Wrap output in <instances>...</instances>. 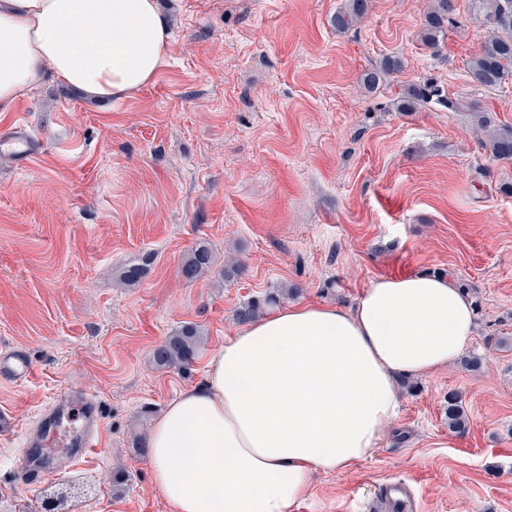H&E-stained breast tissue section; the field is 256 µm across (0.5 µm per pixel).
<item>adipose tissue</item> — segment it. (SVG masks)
Segmentation results:
<instances>
[{
  "mask_svg": "<svg viewBox=\"0 0 512 512\" xmlns=\"http://www.w3.org/2000/svg\"><path fill=\"white\" fill-rule=\"evenodd\" d=\"M170 35L156 0H0V112L47 76L94 99L148 85ZM475 323L445 276L373 280L352 310L275 308L210 355L149 431L172 512H293L316 473L351 469L397 414L394 380L457 361Z\"/></svg>",
  "mask_w": 512,
  "mask_h": 512,
  "instance_id": "1",
  "label": "adipose tissue"
}]
</instances>
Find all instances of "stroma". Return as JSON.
Wrapping results in <instances>:
<instances>
[{
	"mask_svg": "<svg viewBox=\"0 0 512 512\" xmlns=\"http://www.w3.org/2000/svg\"><path fill=\"white\" fill-rule=\"evenodd\" d=\"M341 4L160 0L169 60L149 85L98 102L50 78L0 114V132L26 127L41 146L23 166L0 155V349L34 362L27 380L0 383V512H38L61 491L66 512H169L149 430L239 331L240 305L286 289L292 304L350 308L373 279L416 271L479 303L467 353L482 367L399 381L372 456L316 475L294 512H365L391 482L420 512H512V163L485 155L466 110L512 125V84L468 79L487 28L452 24L426 45L429 0H369L343 33L330 25ZM387 56L402 70L366 91L362 74ZM428 79L463 110H394ZM201 245L213 267L186 282ZM228 255L240 269L227 278ZM187 323L202 338L192 366L156 368L155 346ZM64 389L94 398L98 445L27 484L18 456L44 439L40 415ZM452 392L462 434L448 430ZM118 466L129 480L117 494ZM448 430L453 433L464 432L467 424V414L460 397L456 393L448 395Z\"/></svg>",
	"mask_w": 512,
	"mask_h": 512,
	"instance_id": "obj_1",
	"label": "stroma"
}]
</instances>
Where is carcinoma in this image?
Returning <instances> with one entry per match:
<instances>
[{"label":"carcinoma","instance_id":"cac0c4a2","mask_svg":"<svg viewBox=\"0 0 512 512\" xmlns=\"http://www.w3.org/2000/svg\"><path fill=\"white\" fill-rule=\"evenodd\" d=\"M369 0H344L343 5L331 18L338 32H345L357 24L366 14ZM453 0H432L426 17L424 40L432 48L438 46L447 25L453 22ZM469 21L489 29V35L480 49L467 63L469 81L476 87L496 89L512 84V0H471ZM402 62L398 58L386 57L379 65L361 76V84L369 92L376 91L388 78L400 72ZM432 105L450 111L458 110L460 103L447 96L443 89L432 82L415 84L394 102L399 112H420ZM473 130L478 143L490 158L512 162V125L496 123L487 110L472 106ZM213 263L211 251L200 246L194 250L181 267V275L188 282L203 277ZM281 295L270 294L264 300H250L235 310V320L246 324L261 317L270 304L280 302ZM201 344L196 325L187 323L152 351V362L161 368L179 367L187 369L197 357ZM467 424V414L460 397L448 394V430L461 433Z\"/></svg>","mask_w":512,"mask_h":512}]
</instances>
